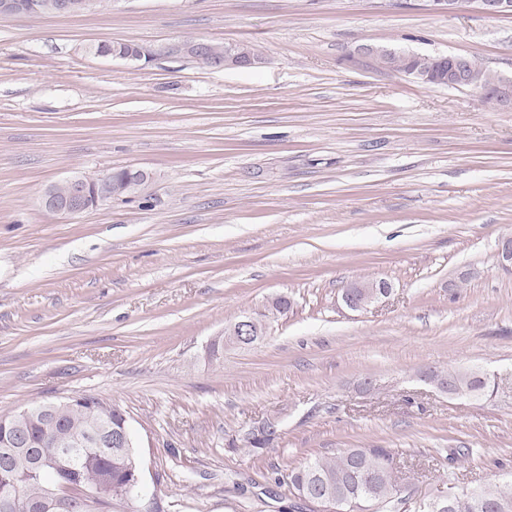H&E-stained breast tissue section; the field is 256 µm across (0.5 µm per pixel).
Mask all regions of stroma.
I'll use <instances>...</instances> for the list:
<instances>
[{"instance_id": "obj_1", "label": "stroma", "mask_w": 512, "mask_h": 512, "mask_svg": "<svg viewBox=\"0 0 512 512\" xmlns=\"http://www.w3.org/2000/svg\"><path fill=\"white\" fill-rule=\"evenodd\" d=\"M155 49L146 64L91 45ZM251 45L262 64L173 53ZM362 44L512 77V15L473 0H106L0 17V415L92 394L124 411L146 512H309L291 470L386 448L406 512L512 484V110L381 68ZM149 172L77 215L71 175ZM388 281L364 311L354 280ZM276 295L249 347L211 342ZM436 370L487 373L476 400ZM277 420L275 440L244 445ZM206 41H190L188 43L180 42L174 44L172 49L179 51L183 54H190L197 57H192L195 61L205 68H210L211 60L220 59L224 55V59L215 62L216 69H249L255 67L260 63L259 58H255L247 51L243 50L240 46L229 45L224 48V45L210 44L207 53L203 54L208 46Z\"/></svg>"}]
</instances>
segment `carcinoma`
Returning <instances> with one entry per match:
<instances>
[{"label": "carcinoma", "mask_w": 512, "mask_h": 512, "mask_svg": "<svg viewBox=\"0 0 512 512\" xmlns=\"http://www.w3.org/2000/svg\"><path fill=\"white\" fill-rule=\"evenodd\" d=\"M473 88L492 83L497 75L473 58L467 59ZM436 68L429 55H414L401 61L398 71L428 72ZM429 378L451 379L454 388L465 395L487 393L490 385L464 370H433ZM101 401L89 398L67 409L59 427L45 431L41 418L27 423L32 447L26 451L3 447L11 431L0 429V512H40L44 507V488L48 483L63 482L77 487L99 488L104 498L97 501L95 512H112V502L128 496V483L137 460L123 448H101L89 437L97 426L91 407ZM80 435L86 443L78 448L60 444ZM288 485L295 493L304 490L313 496L335 502V512H393L398 495L393 455L386 448H345L332 458H318L288 474ZM20 486L27 505H10V492ZM484 512H512V490L497 486L478 491Z\"/></svg>", "instance_id": "obj_1"}]
</instances>
